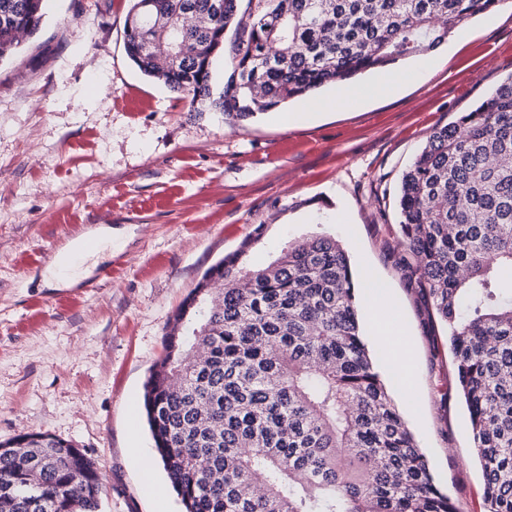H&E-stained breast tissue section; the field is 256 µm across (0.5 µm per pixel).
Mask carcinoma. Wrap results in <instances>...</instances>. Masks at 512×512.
<instances>
[{
  "label": "carcinoma",
  "mask_w": 512,
  "mask_h": 512,
  "mask_svg": "<svg viewBox=\"0 0 512 512\" xmlns=\"http://www.w3.org/2000/svg\"><path fill=\"white\" fill-rule=\"evenodd\" d=\"M130 2L129 59L240 125L433 50L503 0H248L243 13L240 0ZM44 18L45 0H0V61L20 48L16 30L32 36ZM220 51L232 72L213 99ZM397 207V264L447 327L484 512H512V75L432 132ZM259 240L204 273L144 384L183 512H459L373 363L343 244L314 231L256 267ZM100 509L99 474L74 444L44 433L0 442V512Z\"/></svg>",
  "instance_id": "carcinoma-1"
}]
</instances>
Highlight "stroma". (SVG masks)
I'll use <instances>...</instances> for the list:
<instances>
[{"label": "stroma", "mask_w": 512, "mask_h": 512, "mask_svg": "<svg viewBox=\"0 0 512 512\" xmlns=\"http://www.w3.org/2000/svg\"><path fill=\"white\" fill-rule=\"evenodd\" d=\"M129 0H50L40 31L0 63V442L40 432L96 464L101 512H180L142 412L143 385L176 310L203 274L244 240L261 265L322 223L373 277L413 349L403 386L366 342L439 487L461 512H483V476L447 330L408 287L393 193L437 127L456 121L512 73V5L461 24L427 54L394 65L396 94L362 96L282 126L278 111L229 125L210 106L144 76L124 48ZM112 231L84 261L96 287L46 286L56 253Z\"/></svg>", "instance_id": "stroma-1"}]
</instances>
